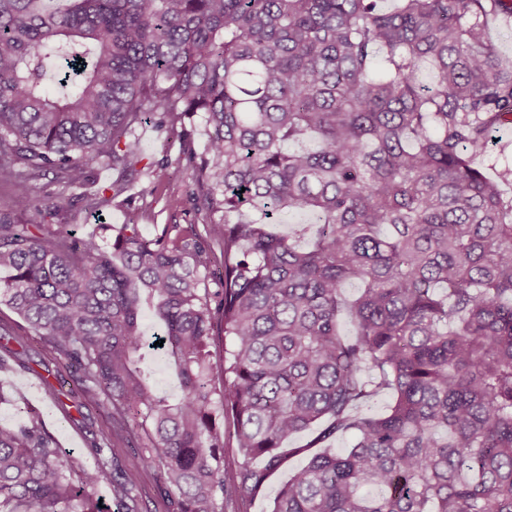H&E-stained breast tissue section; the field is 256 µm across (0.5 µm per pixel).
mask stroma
I'll return each instance as SVG.
<instances>
[{"instance_id": "stroma-1", "label": "stroma", "mask_w": 512, "mask_h": 512, "mask_svg": "<svg viewBox=\"0 0 512 512\" xmlns=\"http://www.w3.org/2000/svg\"><path fill=\"white\" fill-rule=\"evenodd\" d=\"M142 160L138 173L130 181L124 195L113 200L102 214H90L64 199L56 221L68 225L75 237L94 233L97 224H123L127 221L128 205H145L146 215L140 222L141 234L152 238L170 224H205L207 216L197 207L193 195L195 182L190 169H178L181 156L178 138L149 129L139 135ZM63 187L53 175L35 180L23 178L0 181V207L6 208L21 195L40 200L49 194L61 193ZM69 374L63 373L60 361L42 346L38 338L28 341L25 364H14L8 375H0V390L8 397L0 403V424L16 426L26 421L28 411H35L60 448L80 457L91 468L96 459L91 452L94 441L108 433L110 424L106 412L93 406L78 405L69 397ZM313 431L291 437L294 450L278 470L270 475L256 495H245L225 503L224 512H270L272 501L280 487L307 459L303 449L310 444Z\"/></svg>"}]
</instances>
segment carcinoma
<instances>
[{
    "label": "carcinoma",
    "instance_id": "1",
    "mask_svg": "<svg viewBox=\"0 0 512 512\" xmlns=\"http://www.w3.org/2000/svg\"><path fill=\"white\" fill-rule=\"evenodd\" d=\"M501 16L512 0H0V180L51 173L98 213L153 122L181 141L208 217L203 234L147 238L133 208L99 225L102 246L50 223L55 196L0 208V305L26 323L0 339L23 363L39 337L70 370L68 396L111 425L94 469L36 417L0 425V512H97L107 480L118 512H142L120 480L140 467L170 512H220L318 422L310 447L351 446L313 454L271 512H512V195L477 163L512 125ZM306 136L316 150L289 149ZM100 164L120 180L95 187ZM287 211L315 216L307 247L306 226L272 229ZM161 339L175 398L138 366ZM384 392L387 413H360ZM115 439L141 452L119 459Z\"/></svg>",
    "mask_w": 512,
    "mask_h": 512
}]
</instances>
